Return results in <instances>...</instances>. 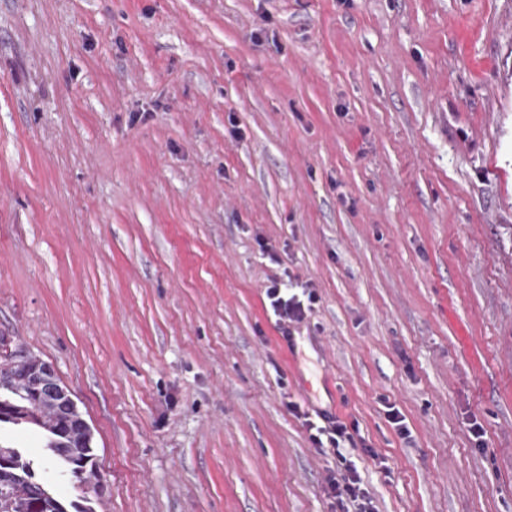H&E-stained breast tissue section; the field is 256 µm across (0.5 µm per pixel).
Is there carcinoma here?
Listing matches in <instances>:
<instances>
[{
    "label": "carcinoma",
    "instance_id": "cac0c4a2",
    "mask_svg": "<svg viewBox=\"0 0 512 512\" xmlns=\"http://www.w3.org/2000/svg\"><path fill=\"white\" fill-rule=\"evenodd\" d=\"M10 400L9 424L33 427L45 432V448L61 466L73 469L89 459L93 466L91 430L72 427L66 437L56 433L63 404L56 396L37 395L30 384L20 379L18 368L11 363L0 365V391ZM0 512H65V505L44 484L35 480L30 462L22 460L0 472Z\"/></svg>",
    "mask_w": 512,
    "mask_h": 512
}]
</instances>
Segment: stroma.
<instances>
[{
	"label": "stroma",
	"instance_id": "obj_1",
	"mask_svg": "<svg viewBox=\"0 0 512 512\" xmlns=\"http://www.w3.org/2000/svg\"><path fill=\"white\" fill-rule=\"evenodd\" d=\"M1 336L91 427L83 486L0 433L64 504L347 512L302 409L378 512H512V0H0ZM288 283L274 282L266 289V298L275 316L278 317V326L282 336H292V326L301 323L306 311L317 299L316 294L310 291L307 284L299 283L288 277ZM300 288V292H297ZM303 297L308 304L305 305ZM296 413L298 416L304 417L305 425L310 432L315 431V433H310V440L315 448H319L323 453H326L327 450L332 451L342 460V463H346L344 473L341 471L336 475L331 474L327 479L334 497H345L349 501L354 510H348V512H376L371 498L361 487V479L355 465L352 461H348L340 451L341 444L345 442L354 447V433H357V428H353L354 433H351L347 425L338 418H327L323 414L321 416L324 423L318 425L309 419L308 413L302 412L301 414L298 410Z\"/></svg>",
	"mask_w": 512,
	"mask_h": 512
}]
</instances>
